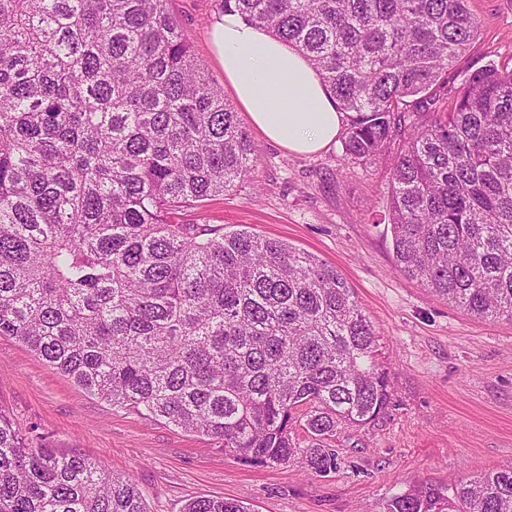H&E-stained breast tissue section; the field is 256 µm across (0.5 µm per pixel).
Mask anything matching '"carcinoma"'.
Here are the masks:
<instances>
[{
	"label": "carcinoma",
	"instance_id": "1",
	"mask_svg": "<svg viewBox=\"0 0 512 512\" xmlns=\"http://www.w3.org/2000/svg\"><path fill=\"white\" fill-rule=\"evenodd\" d=\"M168 0H0V336L114 408L325 477L340 425L391 403L376 331L333 266L182 212L248 179L255 148ZM302 52L365 164L398 144L396 270L512 321V69L440 99L479 34L469 0H222ZM311 438L301 449L294 424ZM0 512H148L135 482L33 447L0 407ZM183 512H250L199 497ZM388 512H512V467Z\"/></svg>",
	"mask_w": 512,
	"mask_h": 512
}]
</instances>
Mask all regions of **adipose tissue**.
Returning a JSON list of instances; mask_svg holds the SVG:
<instances>
[{
    "instance_id": "1",
    "label": "adipose tissue",
    "mask_w": 512,
    "mask_h": 512,
    "mask_svg": "<svg viewBox=\"0 0 512 512\" xmlns=\"http://www.w3.org/2000/svg\"><path fill=\"white\" fill-rule=\"evenodd\" d=\"M209 41L225 82L269 141L301 155L335 144L346 115L299 51L233 13L212 21Z\"/></svg>"
}]
</instances>
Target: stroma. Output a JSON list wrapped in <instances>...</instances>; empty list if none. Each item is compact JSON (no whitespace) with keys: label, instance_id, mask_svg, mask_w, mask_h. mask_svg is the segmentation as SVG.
Segmentation results:
<instances>
[{"label":"stroma","instance_id":"obj_1","mask_svg":"<svg viewBox=\"0 0 512 512\" xmlns=\"http://www.w3.org/2000/svg\"><path fill=\"white\" fill-rule=\"evenodd\" d=\"M168 8L233 99L208 44L221 0H169ZM470 8L480 35L449 74L452 89L487 64L512 68V0H471ZM249 135L257 158L250 179L182 220L288 241L354 289L393 399L375 424L337 429L336 470L322 478L295 462L239 461L211 439L84 392L9 336H0V407L33 444L132 478L149 512H182L198 497L234 498L251 512H388L393 497L423 485L446 489L512 467V321L474 317L396 271L384 223L393 153L351 165L338 143L298 155L257 130Z\"/></svg>","mask_w":512,"mask_h":512}]
</instances>
